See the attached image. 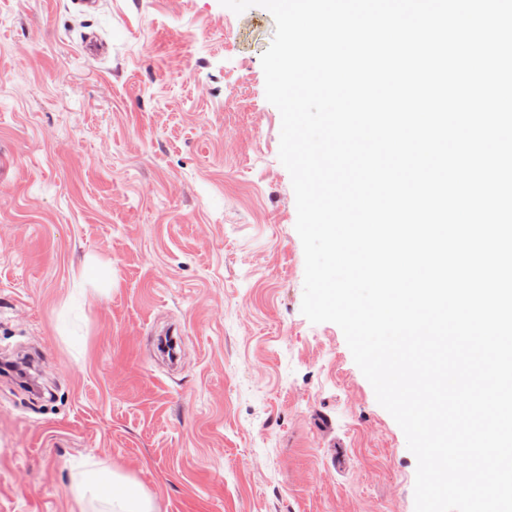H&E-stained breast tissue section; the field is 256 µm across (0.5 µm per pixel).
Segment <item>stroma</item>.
I'll use <instances>...</instances> for the list:
<instances>
[{
    "label": "stroma",
    "instance_id": "1",
    "mask_svg": "<svg viewBox=\"0 0 512 512\" xmlns=\"http://www.w3.org/2000/svg\"><path fill=\"white\" fill-rule=\"evenodd\" d=\"M274 31L220 0H0V359L41 384L0 376V512H79L112 464L159 512H415L402 429L301 312Z\"/></svg>",
    "mask_w": 512,
    "mask_h": 512
}]
</instances>
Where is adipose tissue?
Masks as SVG:
<instances>
[{
	"mask_svg": "<svg viewBox=\"0 0 512 512\" xmlns=\"http://www.w3.org/2000/svg\"><path fill=\"white\" fill-rule=\"evenodd\" d=\"M78 501L104 502L107 512H157L153 497L123 470L110 466L99 468L72 487Z\"/></svg>",
	"mask_w": 512,
	"mask_h": 512,
	"instance_id": "adipose-tissue-1",
	"label": "adipose tissue"
}]
</instances>
